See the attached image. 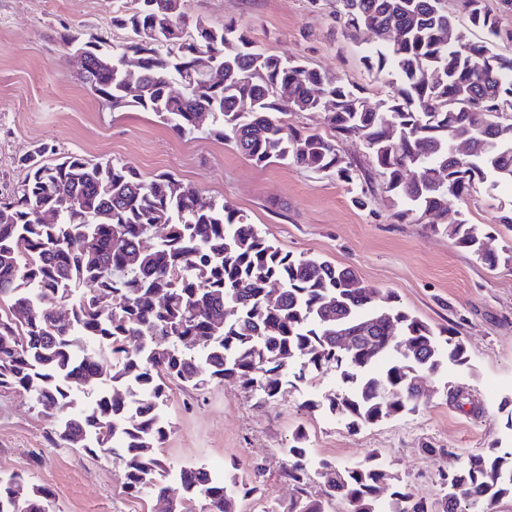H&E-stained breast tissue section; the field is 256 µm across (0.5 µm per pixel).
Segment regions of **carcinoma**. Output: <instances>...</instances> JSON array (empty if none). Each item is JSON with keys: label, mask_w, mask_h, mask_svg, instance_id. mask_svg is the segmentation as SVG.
<instances>
[{"label": "carcinoma", "mask_w": 512, "mask_h": 512, "mask_svg": "<svg viewBox=\"0 0 512 512\" xmlns=\"http://www.w3.org/2000/svg\"><path fill=\"white\" fill-rule=\"evenodd\" d=\"M181 2L134 0L116 11L112 25L136 37L128 47L64 34L65 46L88 55L82 82L112 108L152 111L182 135L198 132L196 116L206 112L208 135L255 163L289 160L334 171L347 184L356 176L336 140L357 136L398 217L428 219L490 269L512 265V246L487 252L466 220L444 222L448 204L476 185L512 184V29L496 13L511 11L512 0H498L496 10L488 0H459L454 12L445 0H335L344 36L365 29L377 39L362 60L394 87L382 112L340 80L268 53L232 24L198 19L188 33ZM463 21L480 37L463 34ZM130 52L139 55L135 69L126 64ZM491 54L497 63L489 70ZM208 59L223 68L218 84L203 78ZM288 112L322 113L331 136L286 128L279 115ZM25 166V180L0 201V388L33 396L58 420L62 444L112 457L127 492L153 490L165 512H189L193 495L207 501V512H238V501L257 491L203 467L182 471V498L163 485L167 467L156 448L169 434L168 379L194 390L224 382L268 400L291 365L299 379L334 367L346 388L315 406L357 428L417 412L427 400L418 379L438 373L447 358L467 362L454 330L440 338L393 292L349 268L282 251L244 215L170 174L147 181L128 164L78 155L47 163L39 151ZM156 225L166 234L145 251ZM61 304L69 306L66 322L55 317ZM91 374L113 387L78 406ZM305 442L299 429L287 449L298 497L265 512H326L332 498L350 512H500L512 499V450L491 448L445 466L443 495L432 507L380 463L313 465ZM314 476L320 498L307 490ZM0 512H55L54 493L20 474L0 477Z\"/></svg>", "instance_id": "obj_1"}]
</instances>
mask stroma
<instances>
[{
  "mask_svg": "<svg viewBox=\"0 0 512 512\" xmlns=\"http://www.w3.org/2000/svg\"><path fill=\"white\" fill-rule=\"evenodd\" d=\"M132 0H0V198L8 199L26 176L25 156L45 149V162L78 154L90 162H120L143 179L169 173L245 215L262 234L292 255H318L348 266L366 283L392 291L400 305L435 329L455 327L468 362H446L424 378L427 404L413 414L374 425L348 427L318 407L321 396L342 385L339 371L311 372L305 379L286 370L270 400L218 382L190 391L170 384L164 415L170 433L158 450L177 486L182 466L192 463L240 477L265 466L258 493L240 512H264L288 504L296 491L282 453L303 430L316 459L341 465L383 461L427 501L438 499V472L445 448L459 459L490 447L512 448L506 425L512 412V266L489 269L426 220L396 217L381 191L365 205L330 171L291 162L258 165L223 139L183 136L152 112L112 109L82 83L79 67L61 37L74 29L103 35L109 44L132 42L130 30L112 16ZM187 25L204 20L243 30L262 49L301 58L309 67L362 90L371 105L392 88L369 75L358 41L334 29L333 7L308 0H182ZM512 189L481 185L452 203L449 219L464 217L498 251L512 245V230L498 224ZM466 388L477 413L453 407L447 393ZM56 422L26 394L0 390V476L19 472L50 487L57 512H159L151 493L128 495L121 467L100 454L56 440Z\"/></svg>",
  "mask_w": 512,
  "mask_h": 512,
  "instance_id": "1",
  "label": "stroma"
}]
</instances>
